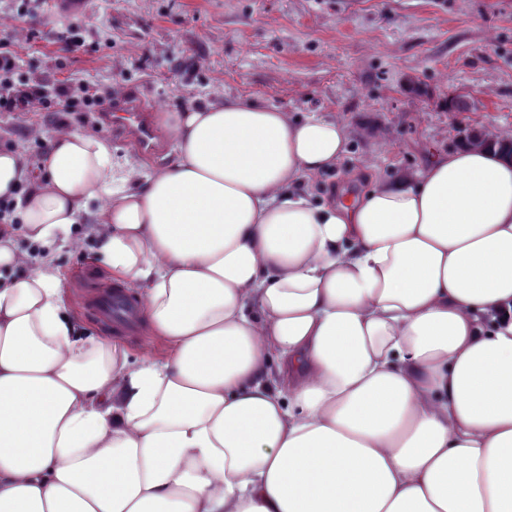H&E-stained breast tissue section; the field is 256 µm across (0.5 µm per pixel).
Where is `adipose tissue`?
<instances>
[{
  "label": "adipose tissue",
  "mask_w": 512,
  "mask_h": 512,
  "mask_svg": "<svg viewBox=\"0 0 512 512\" xmlns=\"http://www.w3.org/2000/svg\"><path fill=\"white\" fill-rule=\"evenodd\" d=\"M157 119L150 169L67 127L35 175L0 149V512H512V158L325 200L335 117ZM87 240L163 355L78 331L55 254Z\"/></svg>",
  "instance_id": "obj_1"
}]
</instances>
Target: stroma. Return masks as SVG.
Wrapping results in <instances>:
<instances>
[{"mask_svg": "<svg viewBox=\"0 0 512 512\" xmlns=\"http://www.w3.org/2000/svg\"><path fill=\"white\" fill-rule=\"evenodd\" d=\"M22 0H0V39L20 42L15 81L91 84L101 95L135 97L151 112H180L221 96L298 115L323 112L354 131L348 152L319 176L316 194L422 167L463 131L512 133V0H87L77 15L24 16ZM469 108L451 112L449 98ZM97 112L66 122L96 130L115 154L150 166L172 158L97 124ZM49 113L0 112V149L36 163L44 144L30 129ZM78 325L124 339L134 352L158 349L143 325L105 320L98 299L112 288L96 245L62 250Z\"/></svg>", "mask_w": 512, "mask_h": 512, "instance_id": "obj_1", "label": "stroma"}]
</instances>
